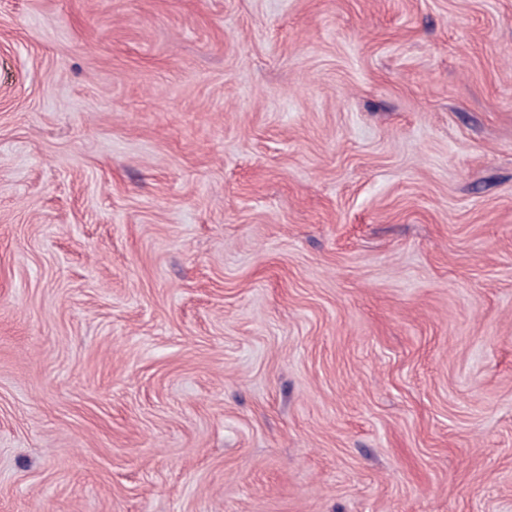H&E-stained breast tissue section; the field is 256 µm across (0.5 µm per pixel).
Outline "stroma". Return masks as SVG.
I'll use <instances>...</instances> for the list:
<instances>
[{"label": "stroma", "instance_id": "obj_1", "mask_svg": "<svg viewBox=\"0 0 512 512\" xmlns=\"http://www.w3.org/2000/svg\"><path fill=\"white\" fill-rule=\"evenodd\" d=\"M0 512H512V0H0Z\"/></svg>", "mask_w": 512, "mask_h": 512}]
</instances>
